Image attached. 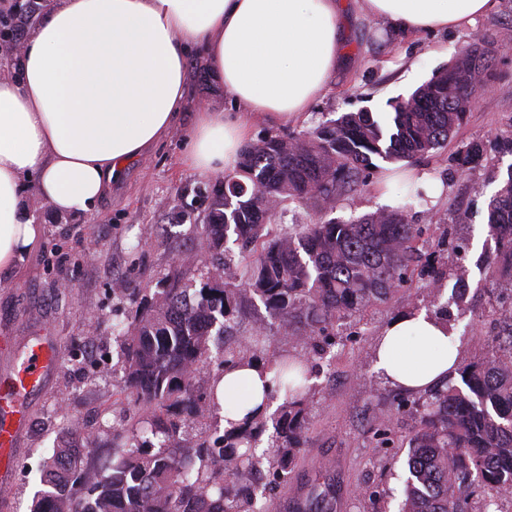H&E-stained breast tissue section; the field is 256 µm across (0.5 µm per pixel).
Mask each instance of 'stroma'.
<instances>
[{
  "label": "stroma",
  "mask_w": 512,
  "mask_h": 512,
  "mask_svg": "<svg viewBox=\"0 0 512 512\" xmlns=\"http://www.w3.org/2000/svg\"><path fill=\"white\" fill-rule=\"evenodd\" d=\"M491 32L498 38L490 86L476 96L466 123L448 145L417 165L442 193L433 203L414 201L408 214L411 223L444 227L472 243L465 259L467 295L444 309L463 361L484 352L488 337L498 330L497 291L482 259L487 204L506 179L512 155L490 149L478 162L465 166L461 160L469 143L491 145L512 134V0H494L474 27L406 38L380 37L374 21L351 18L344 45L347 68L316 99L305 123L272 124L260 118L252 135L257 141L298 133L345 112H389L391 102L408 97L475 37ZM188 92L178 132L131 162L94 212L57 216L37 199L34 187L26 189L44 233L18 272L0 282V371L10 366L25 337H55L58 361L40 393L27 402L30 425L13 475L12 512H28L42 487V460L57 442L82 434L89 442L85 457L99 466L112 452L113 425L137 422V409L124 394L123 351L114 326L130 320L137 300L152 295L174 270H182L195 286L206 277L195 227L203 222L218 179L183 165V133L198 109L228 108L229 96L196 60L189 66ZM385 191L382 173H374L341 198L335 214L374 212ZM422 285L413 279L388 301L369 306L352 327L356 336H349L348 325H339L342 346L327 352L313 373L307 445L288 478L268 492L271 505H283L296 487L309 493L329 486L331 512H399L408 476L406 441L419 415L398 408L395 388L374 372L371 358L390 319L409 308L434 315L443 310ZM257 332L265 337V355L288 349L277 321L253 298L243 306L235 335L243 339ZM383 429L393 430L400 447H376L375 434Z\"/></svg>",
  "instance_id": "obj_1"
}]
</instances>
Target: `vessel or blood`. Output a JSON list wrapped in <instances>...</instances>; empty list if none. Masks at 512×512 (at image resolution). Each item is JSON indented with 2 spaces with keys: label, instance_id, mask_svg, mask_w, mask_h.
<instances>
[{
  "label": "vessel or blood",
  "instance_id": "b4317fda",
  "mask_svg": "<svg viewBox=\"0 0 512 512\" xmlns=\"http://www.w3.org/2000/svg\"><path fill=\"white\" fill-rule=\"evenodd\" d=\"M56 350L52 336L25 341L12 368L0 373V512L9 507L17 447L29 426L25 401L42 389L56 364Z\"/></svg>",
  "mask_w": 512,
  "mask_h": 512
}]
</instances>
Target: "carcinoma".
<instances>
[{
    "instance_id": "obj_1",
    "label": "carcinoma",
    "mask_w": 512,
    "mask_h": 512,
    "mask_svg": "<svg viewBox=\"0 0 512 512\" xmlns=\"http://www.w3.org/2000/svg\"><path fill=\"white\" fill-rule=\"evenodd\" d=\"M482 36L461 61L417 88L380 117L351 112L298 134L274 135L248 145L232 175L213 193L197 234L213 255H224L230 238L241 245L243 274L220 268L200 288L181 284L174 271L153 298L139 302L118 334L125 358V389L144 419L126 433V443L98 470L77 446L54 449L44 471L47 490L32 512H251L263 495L254 485L230 487L240 475L266 468L274 484L296 465L306 443L313 399L309 384L315 361L332 346L339 321L381 302L414 276H426L438 293L446 272L434 249L448 231L425 243L423 230L408 220L411 202L423 190L405 183L407 203L359 217L327 218L345 193L363 182L378 162L413 163L435 153L466 122L478 79L494 77V56ZM279 208L270 209L269 200ZM312 206L320 218L276 226L291 205ZM494 251L485 258L493 277L512 286V171L492 196L487 213ZM451 299L468 291L466 271L453 273ZM258 296L279 328L298 338L300 350L263 358L259 339L228 343L232 323L247 294ZM508 355L475 358L458 365L453 378L424 396L402 398L423 408L408 439L406 496L401 512H461L462 486L478 481L512 490V293L497 298ZM221 344L212 355L210 345ZM219 367L266 360L272 383L283 393L282 413L273 422L272 450L252 445L261 423L236 436L203 432L188 455L179 454L186 422L217 418L214 387L199 383L197 370L209 358Z\"/></svg>"
}]
</instances>
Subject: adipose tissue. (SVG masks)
I'll use <instances>...</instances> for the list:
<instances>
[{
    "label": "adipose tissue",
    "instance_id": "adipose-tissue-1",
    "mask_svg": "<svg viewBox=\"0 0 512 512\" xmlns=\"http://www.w3.org/2000/svg\"><path fill=\"white\" fill-rule=\"evenodd\" d=\"M493 0H52L0 77V275H11L43 231L25 189L60 214L90 213L113 179L178 127L188 62L231 95L230 112L198 110L185 166L230 174L253 121L301 118L341 64L348 7L404 37L473 26ZM458 359L444 320L420 309L377 338L374 371L421 392ZM272 374L255 362L215 378L222 429L281 405Z\"/></svg>",
    "mask_w": 512,
    "mask_h": 512
}]
</instances>
